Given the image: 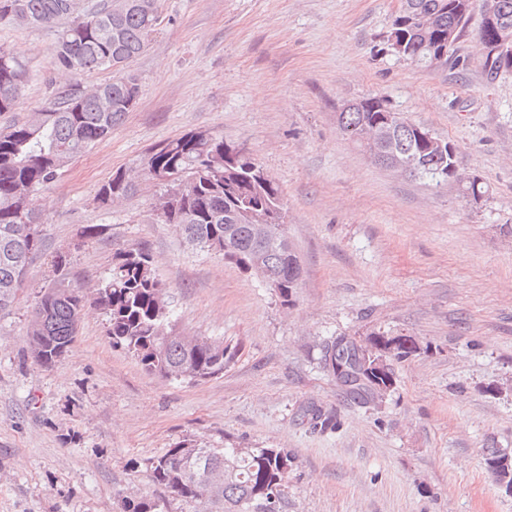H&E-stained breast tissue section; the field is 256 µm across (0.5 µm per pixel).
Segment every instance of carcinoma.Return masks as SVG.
Here are the masks:
<instances>
[{"label": "carcinoma", "mask_w": 512, "mask_h": 512, "mask_svg": "<svg viewBox=\"0 0 512 512\" xmlns=\"http://www.w3.org/2000/svg\"><path fill=\"white\" fill-rule=\"evenodd\" d=\"M158 0H103L99 7L78 16V0H0V23L26 28L56 27L50 49L57 70L79 75L112 69L111 81L84 87L76 81L54 88L41 111L0 131V312L12 306L15 292L24 287L33 258L43 250V220L33 202L37 188L51 183L71 159L108 139L132 111L130 84L138 77L129 71L159 25ZM474 0H407L408 9L392 21L387 40L405 43L402 58L418 67L427 66L433 50L448 49V29L459 40L471 17ZM432 14L438 27L424 32L416 18ZM26 78L22 57L0 47V113L19 104ZM111 102L106 110L100 97ZM393 114L377 96L356 101V106L336 113L342 138L367 154L381 156L379 165L393 153L408 152L418 159L412 176L442 178L456 165L455 155L439 153L419 136L426 127L401 119L385 137L370 139L373 128ZM250 155L224 142L222 136L196 141L185 132L151 148L139 160L137 170L124 181L117 169L97 190L95 200L111 205L112 196L124 199L134 193L137 181L149 180L166 187L158 214L176 224L196 249L208 251L207 243L224 239V260L263 278L288 304L301 277L299 259L288 238L258 241L253 224L241 211L285 220L280 186L259 180L250 171ZM195 185V195L180 200L174 209L167 196L175 182ZM92 301L107 316L112 346L137 358L142 367L166 378L199 382L218 377L231 360L220 337L183 336L176 332L170 295L157 278L149 247L136 243L115 254L112 273L95 289ZM87 302L83 287L61 277L48 287L34 309L44 360L49 368L68 352L78 333L81 312ZM345 343L348 387L338 388L348 401L369 407L384 400L366 382L363 369V338L340 335L321 349L320 364H328L336 347ZM189 442L182 441L151 462L155 481L175 499L191 504L196 512H288V479L293 456L286 448H254L237 453L234 448L197 449L185 456ZM122 512H163L150 498L130 500Z\"/></svg>", "instance_id": "carcinoma-1"}]
</instances>
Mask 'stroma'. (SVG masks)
<instances>
[{
	"instance_id": "1",
	"label": "stroma",
	"mask_w": 512,
	"mask_h": 512,
	"mask_svg": "<svg viewBox=\"0 0 512 512\" xmlns=\"http://www.w3.org/2000/svg\"><path fill=\"white\" fill-rule=\"evenodd\" d=\"M400 6L160 0V25L130 65L136 107L34 194L45 247L0 313V512H121L142 496L193 512L151 470L185 439L288 449V512H512V493L484 466L487 449L512 450V74L486 82L476 12L446 65L394 55L386 35ZM56 37L0 25V47L28 67L1 128L72 82L51 64ZM368 96L451 141L483 199L397 174L345 143L336 113ZM194 128L245 148L281 187L302 268L290 304L160 220V185L95 204L113 172ZM86 224L104 231L77 242ZM136 242L150 246L180 330L235 348L222 375L188 384L146 372L113 347L91 304L54 367L29 357L28 325L56 255H67L70 279L94 289ZM371 329L414 337L420 349L396 364L386 401L365 409L339 394L318 357L327 338ZM313 410L335 427L314 428Z\"/></svg>"
}]
</instances>
